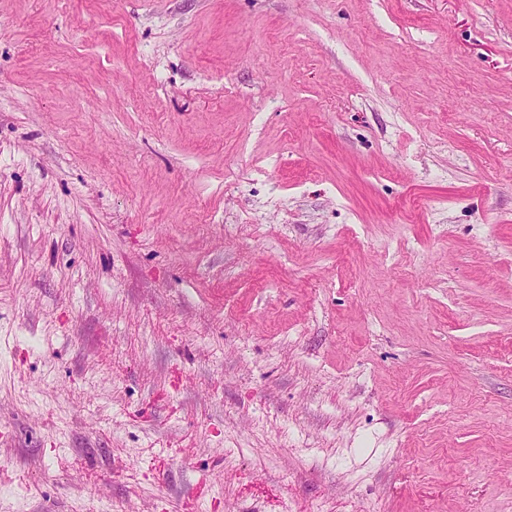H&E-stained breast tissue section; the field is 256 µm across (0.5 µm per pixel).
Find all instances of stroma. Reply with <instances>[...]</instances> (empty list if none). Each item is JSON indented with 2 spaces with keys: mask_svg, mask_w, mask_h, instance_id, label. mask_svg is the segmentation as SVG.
I'll return each mask as SVG.
<instances>
[{
  "mask_svg": "<svg viewBox=\"0 0 512 512\" xmlns=\"http://www.w3.org/2000/svg\"><path fill=\"white\" fill-rule=\"evenodd\" d=\"M512 512V0H0V512Z\"/></svg>",
  "mask_w": 512,
  "mask_h": 512,
  "instance_id": "35a3bbf8",
  "label": "stroma"
}]
</instances>
